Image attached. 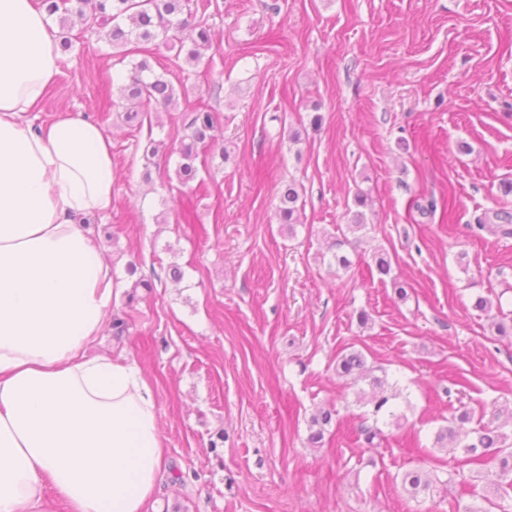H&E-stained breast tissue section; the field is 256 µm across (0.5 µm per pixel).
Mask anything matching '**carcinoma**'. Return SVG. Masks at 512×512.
Listing matches in <instances>:
<instances>
[{
	"instance_id": "carcinoma-1",
	"label": "carcinoma",
	"mask_w": 512,
	"mask_h": 512,
	"mask_svg": "<svg viewBox=\"0 0 512 512\" xmlns=\"http://www.w3.org/2000/svg\"><path fill=\"white\" fill-rule=\"evenodd\" d=\"M41 8L50 16H57L61 27H67L71 17L79 18L86 28L103 33L114 46L133 45L129 52L141 56L131 64L127 74L117 80L116 86L126 101L124 121H139L142 113L151 108L167 109L178 103L176 90L164 75L155 72L149 57L150 44L156 40L167 43L175 34L191 27L192 11L190 0H40ZM197 32L189 36L190 44L179 40V51L185 61L198 65L203 59L202 50L212 45L210 30L196 26ZM190 133L185 136L178 149L179 162L176 175L179 183L187 185L196 180V160L206 148L215 145L221 134L209 112L194 113L188 124ZM277 212L282 223L293 230L300 221V195L293 183L284 185L278 195ZM336 374L357 385L361 382L370 387V392L360 391L359 401L368 407L367 415L373 417V424H362L359 438L370 448L379 447L386 441L379 421L399 425L402 416L389 405L393 396L387 393V380L371 373L361 352L351 351L336 359ZM335 410L320 409L311 418L308 441L315 445L322 443L327 426L333 422ZM471 416L464 410L452 417L449 425L442 426L434 433L433 447L457 456L455 475H464V467L478 463L489 451L499 457V473L492 481L498 499L482 496L488 507L471 506L465 512H509L505 500L512 497V409L492 406L489 421L477 428L468 429ZM441 479L420 468L409 469L401 475V486L412 498L434 493Z\"/></svg>"
}]
</instances>
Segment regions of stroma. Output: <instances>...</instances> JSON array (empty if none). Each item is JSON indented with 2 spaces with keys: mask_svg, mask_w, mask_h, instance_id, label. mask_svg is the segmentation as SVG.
Instances as JSON below:
<instances>
[{
  "mask_svg": "<svg viewBox=\"0 0 512 512\" xmlns=\"http://www.w3.org/2000/svg\"><path fill=\"white\" fill-rule=\"evenodd\" d=\"M190 6L212 35L202 62L153 48L176 108L127 125L112 76L130 64L77 23L57 30L72 45L29 114L38 125L93 120L112 138V209L87 229L126 285L112 315L128 329L104 328L90 350L137 362L156 391L162 507L464 512L474 493L492 494L490 466L448 481L456 462L432 440L453 405L477 419L512 408V341L493 327L512 312V236L477 227L512 212V0ZM198 108L223 142L208 150L197 190L174 171ZM151 138L161 147L149 166ZM288 181L302 205L291 229L276 215ZM358 211L366 228L352 234ZM339 237L346 269L332 258ZM380 249L392 259L384 280L372 262ZM138 276L152 289L135 288ZM479 295L490 312L472 309ZM352 350L400 392L393 405L406 422L385 427L379 448L359 441L366 409L336 374L337 355ZM323 407L337 415L315 448L310 418ZM414 467L443 478L433 496L402 489L399 474Z\"/></svg>",
  "mask_w": 512,
  "mask_h": 512,
  "instance_id": "35a3bbf8",
  "label": "stroma"
}]
</instances>
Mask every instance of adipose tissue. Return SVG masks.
Here are the masks:
<instances>
[{"mask_svg":"<svg viewBox=\"0 0 512 512\" xmlns=\"http://www.w3.org/2000/svg\"><path fill=\"white\" fill-rule=\"evenodd\" d=\"M60 53L34 0H0V512H151L164 464L138 364L88 349L120 281L80 221L112 208V139L27 118Z\"/></svg>","mask_w":512,"mask_h":512,"instance_id":"ef3b65f1","label":"adipose tissue"}]
</instances>
